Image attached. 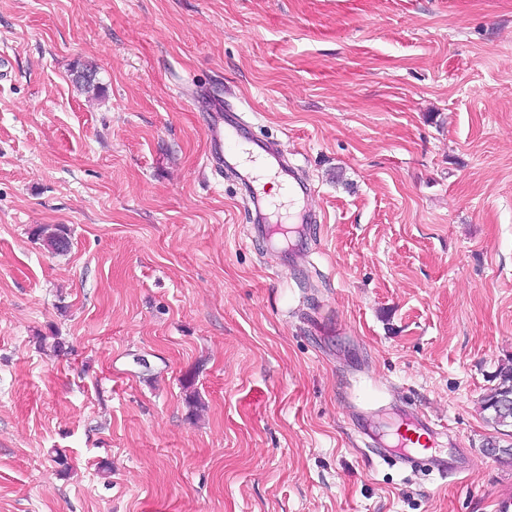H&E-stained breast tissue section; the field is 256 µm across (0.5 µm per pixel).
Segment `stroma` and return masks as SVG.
Instances as JSON below:
<instances>
[{
  "label": "stroma",
  "instance_id": "obj_1",
  "mask_svg": "<svg viewBox=\"0 0 512 512\" xmlns=\"http://www.w3.org/2000/svg\"><path fill=\"white\" fill-rule=\"evenodd\" d=\"M0 57V512L512 497L481 410L512 364V0H0ZM205 89L307 177L297 250L205 166ZM394 406L467 471L369 452L355 417ZM33 236L53 252H65L69 248L66 229L60 225L43 224L33 230Z\"/></svg>",
  "mask_w": 512,
  "mask_h": 512
}]
</instances>
